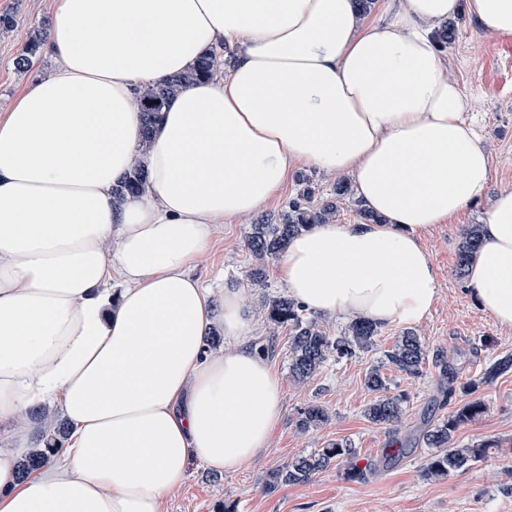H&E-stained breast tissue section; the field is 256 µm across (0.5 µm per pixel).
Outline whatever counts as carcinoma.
<instances>
[{
	"mask_svg": "<svg viewBox=\"0 0 512 512\" xmlns=\"http://www.w3.org/2000/svg\"><path fill=\"white\" fill-rule=\"evenodd\" d=\"M45 40L41 31H34L19 56L16 67L21 72L28 71L34 59L40 57ZM215 74L214 60L201 57L190 69L172 75L147 88L139 97V112L144 128V144H149L151 134L161 119L169 100L203 78ZM145 186V172L140 163H135L112 191L113 202L121 204L126 197L139 194ZM354 197L352 183L347 178L336 180L335 197L315 203L311 190L306 188L300 195L288 202V207L278 215H266L250 225L247 246L255 254L274 258L283 253L288 241L300 231L314 224H329L337 217L344 201ZM481 241V225L469 224L463 231L459 247L457 271L463 276L469 261ZM267 319L274 325H288V370L291 376L304 383L316 375L324 363L334 357L336 361L348 360L360 351L367 350L380 335L378 326L358 319L350 323L341 336H329L320 325L302 314L301 306L288 295H280L269 301ZM386 362L398 372L415 378L423 373L428 361V352L421 338L412 331L398 336L391 348L384 351ZM512 371V353L498 358L484 372L483 379L492 382L500 375ZM365 386L376 392L387 389V380L380 367H372L365 375ZM404 398L400 395L384 396L375 400L365 409V416L374 424H395L403 414ZM484 412V405L472 400L458 408L448 420L428 427L423 432L422 441L431 449L424 471L430 478H442L460 469H465L483 457L485 447L458 448L454 446V436L458 428L473 421ZM328 421L327 409L313 402L307 405L297 421V429L303 433L314 430ZM66 435L65 424L50 426L45 433V447L36 449L21 463L26 473L44 462L56 445ZM357 451L343 442H332L307 455H299L267 473L264 487L276 490L290 485L311 481L317 474L333 464L347 466V475L352 480H364L372 475V470L357 465Z\"/></svg>",
	"mask_w": 512,
	"mask_h": 512,
	"instance_id": "1",
	"label": "carcinoma"
}]
</instances>
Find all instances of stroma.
Returning <instances> with one entry per match:
<instances>
[{
  "mask_svg": "<svg viewBox=\"0 0 512 512\" xmlns=\"http://www.w3.org/2000/svg\"><path fill=\"white\" fill-rule=\"evenodd\" d=\"M52 0H0V14L13 15L15 25L0 30V101L32 86L55 65L42 55L25 73L15 58L31 31L48 23ZM454 42L444 50L448 75L467 101L464 117L484 140L490 156L489 181L477 199L453 220L435 225L423 235L438 270V296L429 313L413 330L429 351H447L453 379L426 364L421 376L409 378L387 369L388 395L404 396L400 423L369 422L365 408L376 392L364 384L369 368L379 364L402 328L381 327L378 346L348 361L328 362L308 382H294L288 374V328L267 321L266 301L284 293L276 260H269L266 281L255 285L246 277L255 259L247 247L250 219L229 220L210 227L209 245L198 257L194 274L205 287L219 289L236 281L244 287L246 304L254 315L255 341L274 346L270 354L280 378L283 416L267 448L234 473L216 474L192 461L181 484L164 504V512H512V372L493 382L483 373L498 356L512 352V330L500 328L480 311L468 281L455 269L458 246L466 225L481 224L495 195L512 188V37L480 29L466 15H458ZM482 401L484 413L455 433L462 447L485 446L486 454L469 469L444 478L424 474L429 450L419 440L425 425L446 420L465 402ZM324 405L329 419L320 428L298 432L296 422L308 404ZM351 444L360 462L374 461L377 471L368 480L349 479L344 466H333L305 484L266 491L267 472L292 458L331 442Z\"/></svg>",
  "mask_w": 512,
  "mask_h": 512,
  "instance_id": "obj_1",
  "label": "stroma"
}]
</instances>
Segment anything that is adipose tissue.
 <instances>
[{"instance_id": "obj_1", "label": "adipose tissue", "mask_w": 512, "mask_h": 512, "mask_svg": "<svg viewBox=\"0 0 512 512\" xmlns=\"http://www.w3.org/2000/svg\"><path fill=\"white\" fill-rule=\"evenodd\" d=\"M381 4L369 23L356 0H53L56 66L0 107V512H163L191 460L235 472L266 448L281 383L243 288H205L192 269L212 224L258 213L294 168L353 176L380 221L293 237L278 263L289 295L378 326L431 310L423 234L490 173L435 33L464 11L512 36V0ZM227 50L225 73L171 99L143 146L138 92ZM138 158L143 193L113 205ZM468 286L511 330L512 189ZM48 408L67 435L21 474Z\"/></svg>"}]
</instances>
